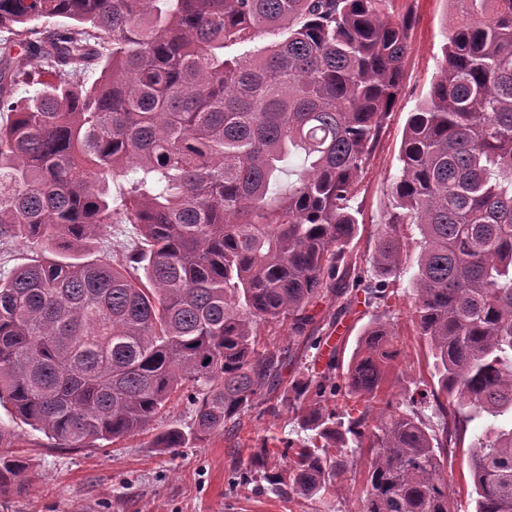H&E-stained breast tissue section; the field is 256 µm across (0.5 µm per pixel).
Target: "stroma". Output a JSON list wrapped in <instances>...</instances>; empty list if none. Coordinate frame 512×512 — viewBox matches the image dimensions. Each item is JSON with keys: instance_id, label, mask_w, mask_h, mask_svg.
<instances>
[{"instance_id": "35a3bbf8", "label": "stroma", "mask_w": 512, "mask_h": 512, "mask_svg": "<svg viewBox=\"0 0 512 512\" xmlns=\"http://www.w3.org/2000/svg\"><path fill=\"white\" fill-rule=\"evenodd\" d=\"M385 11L392 16L409 15L410 51L401 93L385 120L373 159L353 191L359 229L349 250L365 269L392 208L391 184L399 172L398 154L407 119L438 72L454 5L452 0H386ZM137 239L135 225L116 224L95 238L87 253L93 259L120 261ZM391 289L383 307L360 299L351 301L344 295L320 302L316 307L318 329L326 340L321 350L289 341L287 326L270 323L258 326L256 347L261 351L292 349L293 360L282 372L288 382L323 370L332 352L340 364H348L363 328L387 316L402 350L389 374L391 391L423 389L434 382L433 358L412 323L409 274H402ZM197 394L192 383H185L147 431L75 450L52 447L42 432L21 421L11 406H0V427L16 434V451L28 466L23 489L0 496V512H356L365 483L364 458H356L341 493L302 497L291 490L287 462L277 452L282 440L297 436L301 413L296 409L281 406L261 415L250 411L242 415L233 431L214 433L172 453L154 448L155 436L167 428L189 429ZM263 445L276 453L266 466V477L229 489L231 472L249 465L252 454ZM445 475L458 512H473L467 448H457L449 457Z\"/></svg>"}]
</instances>
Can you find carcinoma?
Instances as JSON below:
<instances>
[{"label":"carcinoma","mask_w":512,"mask_h":512,"mask_svg":"<svg viewBox=\"0 0 512 512\" xmlns=\"http://www.w3.org/2000/svg\"><path fill=\"white\" fill-rule=\"evenodd\" d=\"M382 2L0 0V237L62 257L114 224L141 237L123 266L41 256L0 276V406L57 448H89L145 430L189 381L193 431L157 435L167 451L307 402L324 445L297 452L290 487L340 490L365 448L359 512H455L444 467L470 433L474 512H512V0H455L365 288L388 304L409 258L401 229L416 225L414 322L439 428L424 394L372 416L401 356L387 322L342 375L333 355L283 391L286 350L255 349L256 325L282 320L319 349L311 307L366 280L347 254L353 189L400 94L410 29ZM264 34L276 39L258 53L225 54ZM34 58L51 79H34ZM341 392L367 402L346 422L328 409ZM25 469L0 454V494Z\"/></svg>","instance_id":"1"}]
</instances>
